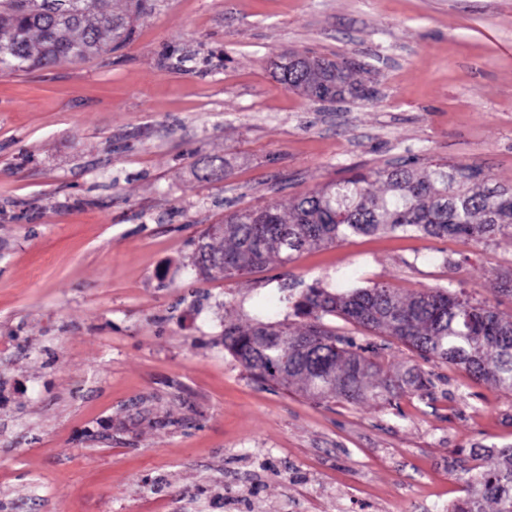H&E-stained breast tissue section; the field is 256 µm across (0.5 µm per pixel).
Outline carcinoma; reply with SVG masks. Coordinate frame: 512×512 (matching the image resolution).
Here are the masks:
<instances>
[{
    "instance_id": "obj_1",
    "label": "carcinoma",
    "mask_w": 512,
    "mask_h": 512,
    "mask_svg": "<svg viewBox=\"0 0 512 512\" xmlns=\"http://www.w3.org/2000/svg\"><path fill=\"white\" fill-rule=\"evenodd\" d=\"M0 0V70L28 71L66 61L60 48L75 55L99 53L107 39L131 35L132 15L143 0ZM317 69L303 73L280 66L281 81L307 98L313 86L336 70V78L363 98L366 86L355 79L351 60L312 56ZM474 165L450 169L421 167L406 157L385 168L332 182L298 198L288 209L276 202L236 211L224 219V275L249 271L292 254L332 245L354 234L402 232L429 237L464 235L483 243L512 240V190L490 186ZM380 182L377 194L372 185ZM300 329L286 322L258 321L243 328L224 325V349L256 380L295 385L320 402H391L407 389L425 393L430 378L408 369L391 374L375 346L356 344L324 323L338 317L373 333H384L427 360L461 367L478 381L512 394V315L464 292L428 289L402 294L387 285L334 292L311 285L288 296ZM464 466L468 494L452 512H512V445L497 452L493 466L479 455Z\"/></svg>"
}]
</instances>
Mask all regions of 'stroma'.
<instances>
[{
  "label": "stroma",
  "instance_id": "1",
  "mask_svg": "<svg viewBox=\"0 0 512 512\" xmlns=\"http://www.w3.org/2000/svg\"><path fill=\"white\" fill-rule=\"evenodd\" d=\"M132 26L0 72V512H450L461 460L512 443V395L336 318L433 385L319 403L253 379L224 324L301 327L283 298L316 281L511 314L512 242L359 234L236 277L192 242L401 157L512 188V0H147ZM306 51L355 59L373 97L289 89Z\"/></svg>",
  "mask_w": 512,
  "mask_h": 512
}]
</instances>
